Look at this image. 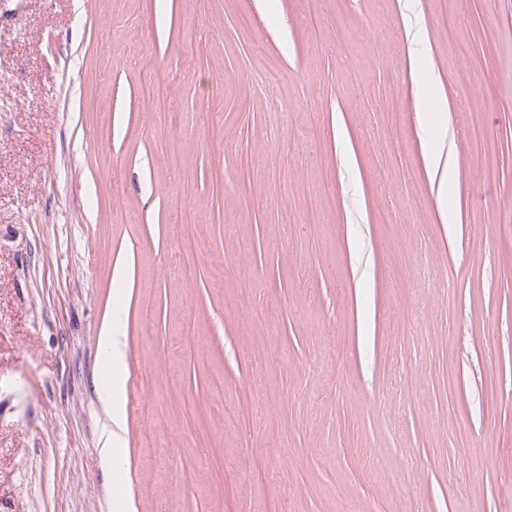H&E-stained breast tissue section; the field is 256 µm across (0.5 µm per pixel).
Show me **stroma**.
<instances>
[{
	"label": "stroma",
	"mask_w": 512,
	"mask_h": 512,
	"mask_svg": "<svg viewBox=\"0 0 512 512\" xmlns=\"http://www.w3.org/2000/svg\"><path fill=\"white\" fill-rule=\"evenodd\" d=\"M0 512H512V0H0ZM170 83L167 75L156 72L143 87L144 96L153 104L161 105L169 99ZM124 388V379L118 374L114 373L110 376V381L106 390V399L111 408L110 422L108 426V439L109 446L105 448V455L112 458L113 450L119 448L122 440V432L124 430V421L122 414L119 411L112 412V400H118L121 397ZM113 447V448H112Z\"/></svg>",
	"instance_id": "stroma-1"
}]
</instances>
